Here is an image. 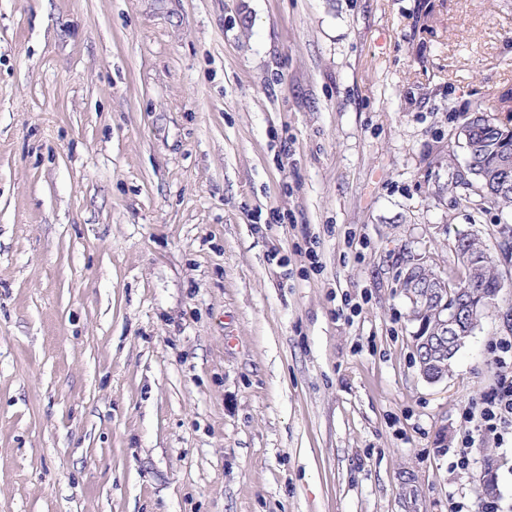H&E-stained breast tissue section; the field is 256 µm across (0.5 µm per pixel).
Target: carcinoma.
<instances>
[{
  "label": "carcinoma",
  "instance_id": "carcinoma-1",
  "mask_svg": "<svg viewBox=\"0 0 512 512\" xmlns=\"http://www.w3.org/2000/svg\"><path fill=\"white\" fill-rule=\"evenodd\" d=\"M463 128L468 131V137L459 134L457 139L465 150L469 174H455L453 187L475 188L484 202L512 208V129L497 123L480 105L469 113ZM461 250L469 253L470 259L458 263L461 272L454 284L425 262L417 268L421 280L436 281L437 301L426 299V289L417 288L415 292L420 299L410 308L411 320L417 323L414 338L418 365L425 367L428 377L448 375L456 354L475 329L469 321L450 332L445 325L448 311L461 304L464 298L480 311V303L497 298L502 290L498 263L494 259L486 260L490 253L479 235H460L454 251ZM478 489L484 497L496 492L492 467H486L480 475Z\"/></svg>",
  "mask_w": 512,
  "mask_h": 512
}]
</instances>
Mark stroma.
<instances>
[{
	"label": "stroma",
	"mask_w": 512,
	"mask_h": 512,
	"mask_svg": "<svg viewBox=\"0 0 512 512\" xmlns=\"http://www.w3.org/2000/svg\"><path fill=\"white\" fill-rule=\"evenodd\" d=\"M417 3L0 0V512H512L448 466L512 260L435 383L396 278L512 222L449 187L512 0Z\"/></svg>",
	"instance_id": "stroma-1"
}]
</instances>
